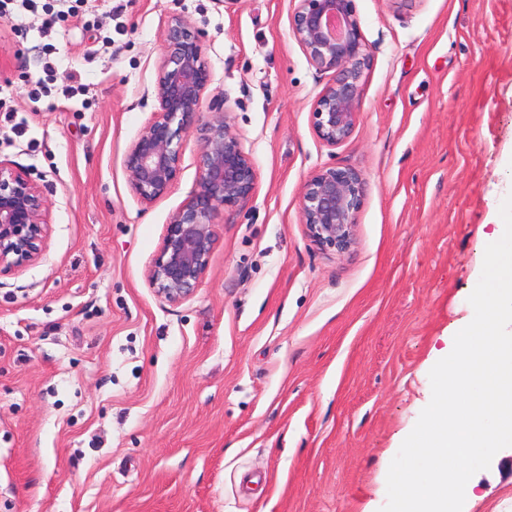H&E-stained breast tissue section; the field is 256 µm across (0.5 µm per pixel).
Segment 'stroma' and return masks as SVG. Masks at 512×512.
<instances>
[{
	"label": "stroma",
	"instance_id": "1",
	"mask_svg": "<svg viewBox=\"0 0 512 512\" xmlns=\"http://www.w3.org/2000/svg\"><path fill=\"white\" fill-rule=\"evenodd\" d=\"M294 0H37L0 10V163L41 189L40 259L0 272V512H379L389 465L512 195V0H355L371 51L362 114L329 147L331 76ZM199 31L223 113L257 172L220 210L197 291L146 272L195 190L133 195L126 154L156 110L168 21ZM365 183L356 241L320 250L308 177ZM463 512H512V447Z\"/></svg>",
	"mask_w": 512,
	"mask_h": 512
}]
</instances>
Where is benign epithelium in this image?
<instances>
[{"instance_id": "7a95c632", "label": "benign epithelium", "mask_w": 512, "mask_h": 512, "mask_svg": "<svg viewBox=\"0 0 512 512\" xmlns=\"http://www.w3.org/2000/svg\"><path fill=\"white\" fill-rule=\"evenodd\" d=\"M291 25L310 64L332 73L311 118L319 139L334 147L359 121L363 76L371 61L354 0H295ZM211 83L199 32L184 19H172L157 70V109L125 157L130 189L149 206L179 178L189 134L199 135L197 188L173 213L147 271L150 286L169 303L187 299L199 286L215 245L214 214L247 202L256 181L254 163L224 116L204 118ZM363 192L362 178L350 168L323 167L308 177L301 220L320 249L344 253L353 246ZM48 227L40 188L25 171L0 164V267L36 262Z\"/></svg>"}]
</instances>
